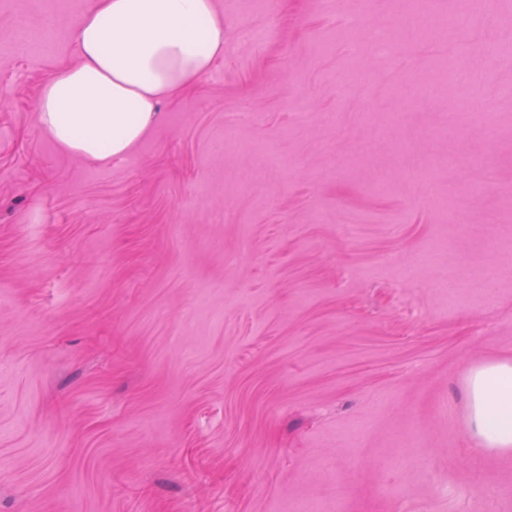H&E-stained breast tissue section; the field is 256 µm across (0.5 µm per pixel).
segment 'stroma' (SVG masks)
Masks as SVG:
<instances>
[{
    "label": "stroma",
    "mask_w": 512,
    "mask_h": 512,
    "mask_svg": "<svg viewBox=\"0 0 512 512\" xmlns=\"http://www.w3.org/2000/svg\"><path fill=\"white\" fill-rule=\"evenodd\" d=\"M215 2L223 60L98 162L37 113L94 0H0V512H512L465 431L512 359V0H434L454 40L414 0Z\"/></svg>",
    "instance_id": "obj_1"
}]
</instances>
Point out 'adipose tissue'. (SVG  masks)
I'll use <instances>...</instances> for the list:
<instances>
[{"mask_svg": "<svg viewBox=\"0 0 512 512\" xmlns=\"http://www.w3.org/2000/svg\"><path fill=\"white\" fill-rule=\"evenodd\" d=\"M80 61L38 99L42 127L95 161L127 156L161 118L159 105L207 77L224 57L214 0H96L75 33ZM466 429L481 449L512 452V360L474 367Z\"/></svg>", "mask_w": 512, "mask_h": 512, "instance_id": "obj_1", "label": "adipose tissue"}]
</instances>
